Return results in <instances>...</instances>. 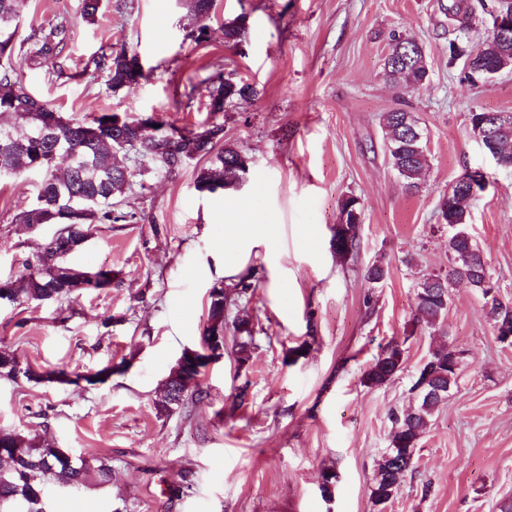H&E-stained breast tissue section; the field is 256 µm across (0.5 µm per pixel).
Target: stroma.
Wrapping results in <instances>:
<instances>
[{"label": "stroma", "mask_w": 512, "mask_h": 512, "mask_svg": "<svg viewBox=\"0 0 512 512\" xmlns=\"http://www.w3.org/2000/svg\"><path fill=\"white\" fill-rule=\"evenodd\" d=\"M457 3L482 9L479 0H214L199 43L187 0H101L92 20L81 0H22L18 38L67 23L53 60L12 57L29 90L63 116L200 123L210 117L207 79L219 58L258 91L222 116L225 143L252 159L243 186L201 193L205 160L169 174L130 155L129 202L141 221L93 225L70 256L110 269L111 286L0 304V350L34 374L0 376V431L109 470L107 480L93 474L78 486L47 480L46 512H499L512 498V347L496 340L481 293L464 283L452 288L443 324L416 320L419 282L450 263L440 198L467 169L487 176L469 232L499 294L512 299V171L494 164L469 122L479 108L512 113V72L473 83L462 64H449L448 10ZM239 16L247 34L234 46L224 25ZM395 31L423 47L429 68L428 82L405 94L383 75ZM121 49L150 76L113 91L95 62ZM399 105L416 117L430 157L413 194L388 162L380 124ZM38 180L0 181V278L58 230L14 221L35 202ZM346 195L359 198L363 222L358 252L343 261L331 238ZM237 207L274 225L273 236L225 242ZM376 260L388 274L374 288L363 270ZM239 267L259 284L247 305L258 344L249 365L238 367L225 325V355L201 376L204 401L189 414H159L172 366L200 346L210 290L230 286L224 271ZM393 340L405 349L401 371L365 387L364 372ZM445 342L464 353L457 384L420 440L414 471L391 503L376 506L370 489L390 413L410 405L418 366ZM302 344L306 354L293 356ZM105 368L110 376L95 385L46 379ZM327 468L339 474L329 499L320 490Z\"/></svg>", "instance_id": "obj_1"}]
</instances>
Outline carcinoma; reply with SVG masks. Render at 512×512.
Segmentation results:
<instances>
[{"label":"carcinoma","instance_id":"obj_1","mask_svg":"<svg viewBox=\"0 0 512 512\" xmlns=\"http://www.w3.org/2000/svg\"><path fill=\"white\" fill-rule=\"evenodd\" d=\"M453 19L456 39L449 42V62L460 60L468 64L473 51L490 38V31H481L483 21L477 20L473 11L456 9ZM20 24V0H0V175H17L23 170L42 174L36 202L22 209L15 216L17 224H77L74 231L62 240L52 236L37 253L27 261L15 276L0 282L8 287L10 303L38 302L67 298L81 291V277L87 272L66 262V257L85 241L93 224H136L140 215L126 208L125 198L131 189L128 168L118 160V155L134 151L157 163L166 172L178 171L186 161L202 156L208 166L201 169L195 181L199 192L215 193L236 188L241 184L245 153L224 143V123L205 121L197 126L177 127L153 117L145 123L126 121L116 113L104 112L92 120L63 116L51 127H45V115L54 112L47 104L32 95L23 80L7 62L16 47L26 48V55L34 62L47 61L58 54L63 45L66 29L57 24L49 29H34L20 44L16 34ZM246 18L240 16L224 24V39L237 45L244 39ZM407 51L413 57L408 69L396 65L398 44L389 43L384 59V76L402 92L417 89L429 80L425 53L416 41L407 39ZM512 59V42L503 46L487 47L477 57L481 73L467 70L468 76L481 78ZM136 56L124 50L103 54L95 66L104 72L108 86L118 90L127 86L131 63ZM211 85L207 110L212 115L226 111L238 100L251 99L257 90L250 84L238 81L232 74L224 73V65H216L208 78ZM385 138L391 145L389 163L411 193L420 189L422 176L430 166V159L423 145L413 141L412 130L419 129L412 113L402 108H392L382 114ZM496 144L501 154L500 168L512 170V113L504 112L496 127ZM469 172H464L449 185L440 202L443 220L448 224V255L452 265L460 266L455 278L432 275L419 284L416 293L418 320L427 328L440 324L448 312L451 288L460 281L484 291V280L491 278L480 251L467 231L472 206L458 199V192ZM81 198L85 214L70 219L68 210L75 198ZM362 215L357 197L347 195L339 203V223L333 228L332 241L336 255L346 258L358 246L360 223L352 222L353 215ZM365 279L378 285L385 281L387 268L379 261L367 265ZM227 297L224 289L215 287L210 292L207 326L202 342L210 343L216 334L224 333V308ZM493 331L499 326L512 325V301L502 298L493 302L486 311ZM238 333L235 355L238 368L248 365L256 348L253 322L249 312L234 320ZM454 347L439 345L429 353L418 367L415 377L425 374L445 390L457 385L458 368L450 365ZM405 362V349L393 341L385 346L364 372L362 383L368 388H378L401 370ZM182 396L174 404L162 396L156 409L170 413L175 409L197 404L205 391L199 381L181 386ZM442 400L417 397L410 414L393 412L390 415L392 436L389 447L406 455L402 464L396 465L389 454H383L377 466L370 497L374 504L385 505L397 494L401 480L414 469L415 454L422 434L426 431ZM8 463L6 472L0 470V512H13L16 501L27 502V512H43L41 502L32 499L29 492L43 490L45 481L53 476L64 482L79 485L89 475L84 461L72 460L69 464L50 466L53 449L39 446L26 437L0 432V456Z\"/></svg>","mask_w":512,"mask_h":512}]
</instances>
